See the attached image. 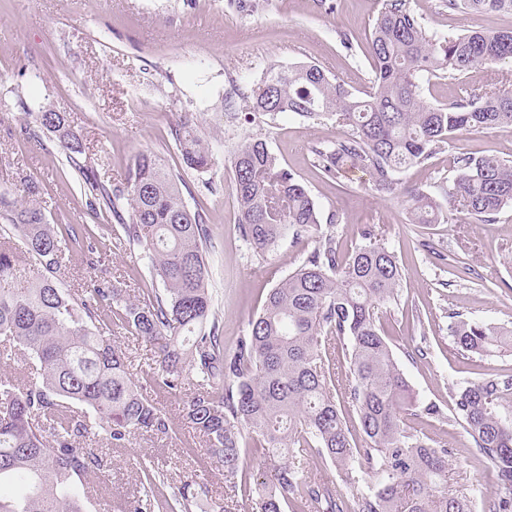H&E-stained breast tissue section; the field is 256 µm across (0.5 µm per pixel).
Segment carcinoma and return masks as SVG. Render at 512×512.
<instances>
[{"mask_svg": "<svg viewBox=\"0 0 512 512\" xmlns=\"http://www.w3.org/2000/svg\"><path fill=\"white\" fill-rule=\"evenodd\" d=\"M470 14L512 13V0H447ZM369 49L373 77L358 95L318 65L268 67L250 96L253 114L289 113L329 119L346 128L334 142L312 147L314 166L329 178L357 169L380 192L396 190L395 175L426 163L470 129L512 127V91L499 87L512 74H494L481 89L458 83L456 97L431 104L423 84L441 74L455 79L478 66L512 62V29L474 28L460 35L433 30L410 0H385L373 23ZM39 127L56 135L72 163L84 154L82 138L62 113L41 106ZM173 137L181 171L204 173L215 164L212 147L184 117ZM448 199L488 221L512 207V160L459 153ZM238 229L264 253L288 232L317 239L302 264L266 295L262 311L233 350L224 349V325L209 288V227L185 205L181 171L153 155H138L122 182L91 190L122 224L126 243L142 249L164 291L129 301L119 288L64 292L56 276L65 254L89 230L59 237L35 200L0 194L5 218L24 242L0 239V281L29 270L26 285L0 287V358L17 349L39 364L37 379H0V512H86L84 481L101 464L90 446L92 428L122 448L145 430L169 433V420L143 395L114 328L157 345L160 366L152 384L176 391L186 377L198 392L183 412L224 467L228 488L247 484L241 449L265 451L262 490L253 512H284L286 500L313 512H470V500L447 487L452 449L408 422L417 397L382 334L381 308L398 299L401 272L386 245V230L372 226L349 253L322 232L321 213L296 175L265 141L247 139L231 160ZM130 222H125L123 211ZM414 224L441 220L433 196L410 193ZM451 335L462 355L512 349V330L482 320L458 319ZM448 424L471 436L475 454L496 472L491 512H512V376L489 375L453 390ZM362 444H351L353 431ZM331 463L346 475L350 493L308 474L292 449ZM369 474L367 489L355 469ZM147 489L130 512H200L208 488L185 481L169 498L153 494L156 476L144 466Z\"/></svg>", "mask_w": 512, "mask_h": 512, "instance_id": "obj_1", "label": "carcinoma"}]
</instances>
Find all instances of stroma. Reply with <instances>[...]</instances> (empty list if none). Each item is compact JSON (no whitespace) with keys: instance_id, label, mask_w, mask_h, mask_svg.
Here are the masks:
<instances>
[{"instance_id":"35a3bbf8","label":"stroma","mask_w":512,"mask_h":512,"mask_svg":"<svg viewBox=\"0 0 512 512\" xmlns=\"http://www.w3.org/2000/svg\"><path fill=\"white\" fill-rule=\"evenodd\" d=\"M383 6L384 0H0V193L20 200L24 187L34 186L59 230L87 226L107 245V252L65 260L60 287L103 283L133 297L162 291L141 249L120 244L121 227L90 194L84 172L93 170L109 187L123 180L141 153L181 171L171 131L184 112H193L217 163L205 173L182 171L181 190L210 228L209 276L230 350L269 290L316 245L314 238L289 236L261 254L238 231L230 161L243 139L265 140L322 214L336 213L337 223L322 230L342 251L360 243L366 226L385 227L402 282L397 302L383 311V334L419 403L440 409L441 419L416 424L452 448L449 490L465 494L471 512H489L495 471L475 455L464 429L442 418L450 413L453 388L489 374L512 375V352L464 356L450 332L455 313L512 329V208L487 222L456 212L445 189L453 152L512 160V129L456 134L452 150L398 173V188L389 195L375 191L361 171L331 179L315 167L312 145L344 134L334 122L288 113L272 121L244 118L246 96L272 64L316 63L353 91L366 89L372 78L369 34ZM410 6L446 34L512 29L511 13L465 14L449 10L445 0H410ZM42 102L80 133L85 152L78 164L70 163L54 134H28L31 112ZM414 190L437 199L444 222L411 223L406 199ZM448 254L457 264L445 262ZM118 338L133 380L148 388L158 368L156 346L124 332ZM196 390L190 379L176 395L151 391L170 419L168 436L140 432L123 448L98 443L101 467L90 476L88 512H126L142 490L145 464L163 475L165 485L202 482L215 507L233 508L222 470L211 464L182 411Z\"/></svg>"}]
</instances>
